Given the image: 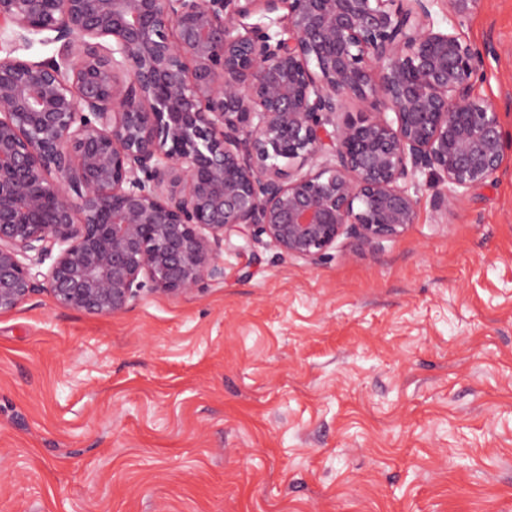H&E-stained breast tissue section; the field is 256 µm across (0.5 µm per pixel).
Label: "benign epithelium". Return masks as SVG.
Here are the masks:
<instances>
[{
	"label": "benign epithelium",
	"mask_w": 512,
	"mask_h": 512,
	"mask_svg": "<svg viewBox=\"0 0 512 512\" xmlns=\"http://www.w3.org/2000/svg\"><path fill=\"white\" fill-rule=\"evenodd\" d=\"M479 3L442 28L439 0H0V312L192 293L233 234L311 264L373 250L427 172L448 212L504 157L457 30ZM45 32L57 56H13Z\"/></svg>",
	"instance_id": "benign-epithelium-1"
}]
</instances>
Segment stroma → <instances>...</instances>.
Wrapping results in <instances>:
<instances>
[{
	"mask_svg": "<svg viewBox=\"0 0 512 512\" xmlns=\"http://www.w3.org/2000/svg\"><path fill=\"white\" fill-rule=\"evenodd\" d=\"M475 96L501 169L373 250L226 243L224 279L103 317L0 313V512H512V0Z\"/></svg>",
	"mask_w": 512,
	"mask_h": 512,
	"instance_id": "obj_1",
	"label": "stroma"
}]
</instances>
